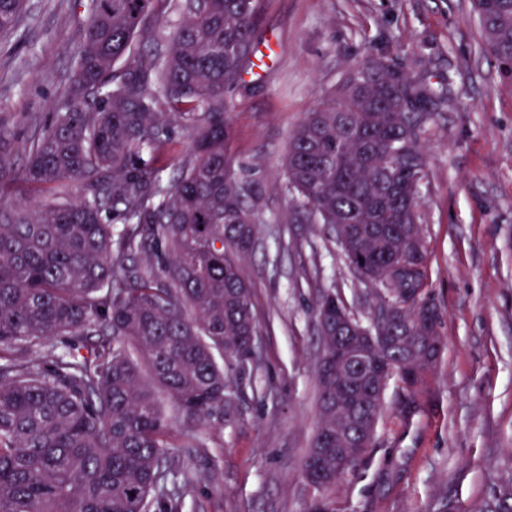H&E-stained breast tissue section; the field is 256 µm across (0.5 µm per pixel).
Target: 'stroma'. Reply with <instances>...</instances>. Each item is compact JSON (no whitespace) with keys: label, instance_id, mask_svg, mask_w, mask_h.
Returning <instances> with one entry per match:
<instances>
[{"label":"stroma","instance_id":"1","mask_svg":"<svg viewBox=\"0 0 512 512\" xmlns=\"http://www.w3.org/2000/svg\"><path fill=\"white\" fill-rule=\"evenodd\" d=\"M87 0H28L0 40V115L16 138L64 103ZM248 88L229 104L231 151L256 190L246 262L259 332L254 370L223 425L185 427L166 485L179 512H308L318 422L312 308L336 291L362 319L377 300L332 228L295 212L288 141L366 49L401 53L447 99L420 138L428 282L444 353L419 391L389 387L375 440L326 497L332 512H470L512 479V78L481 48L472 0H265Z\"/></svg>","mask_w":512,"mask_h":512}]
</instances>
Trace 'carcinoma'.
<instances>
[{"instance_id": "cac0c4a2", "label": "carcinoma", "mask_w": 512, "mask_h": 512, "mask_svg": "<svg viewBox=\"0 0 512 512\" xmlns=\"http://www.w3.org/2000/svg\"><path fill=\"white\" fill-rule=\"evenodd\" d=\"M263 0H91L68 103L23 141L0 118V185L25 157L42 192L0 196V512H160L173 427L219 424L258 330L244 262L258 233L253 184L231 154L228 99L247 88ZM25 0H0V35ZM483 50L512 76V0H473ZM446 98L398 58L366 52L290 137L285 188L316 224L356 229L350 268L398 315L373 353L413 392L437 362L420 135ZM191 143L177 151L176 130ZM75 190H70V187ZM336 311L322 293L317 323ZM69 339L68 350L58 342ZM224 363H219V359ZM319 434L336 429L319 384ZM372 407L357 386L352 407ZM360 457L320 476L328 490ZM480 512H512V482Z\"/></svg>"}]
</instances>
